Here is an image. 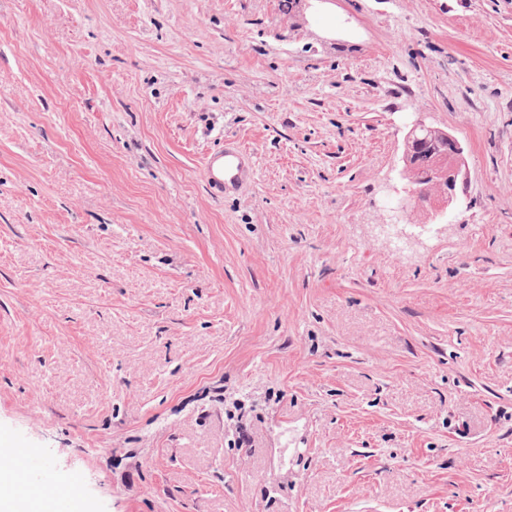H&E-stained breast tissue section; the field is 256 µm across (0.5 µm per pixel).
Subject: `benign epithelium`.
Here are the masks:
<instances>
[{
	"label": "benign epithelium",
	"instance_id": "obj_1",
	"mask_svg": "<svg viewBox=\"0 0 512 512\" xmlns=\"http://www.w3.org/2000/svg\"><path fill=\"white\" fill-rule=\"evenodd\" d=\"M427 129L429 126L417 122L407 134L400 178L408 185L404 189L403 208L414 209L426 202L436 219L447 212L456 198L464 149L459 140L445 130L438 140L419 136V132Z\"/></svg>",
	"mask_w": 512,
	"mask_h": 512
}]
</instances>
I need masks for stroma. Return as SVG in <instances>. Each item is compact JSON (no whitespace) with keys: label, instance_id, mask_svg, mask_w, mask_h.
I'll use <instances>...</instances> for the list:
<instances>
[{"label":"stroma","instance_id":"stroma-1","mask_svg":"<svg viewBox=\"0 0 512 512\" xmlns=\"http://www.w3.org/2000/svg\"><path fill=\"white\" fill-rule=\"evenodd\" d=\"M0 440L81 512H512V0H0ZM432 130L422 122H416L407 134L400 178L410 189L404 187L402 209L413 208L427 202L433 218L442 217L456 198V186L462 175L464 149L457 138L441 129L439 140H430L418 135L420 131ZM428 154L423 160L421 154ZM448 176V188L441 185V177ZM250 173L248 153L234 143L213 150L203 162V177L213 194L224 195V191L241 186ZM437 224H381L384 234L393 242L396 243L399 249L406 238L412 236L407 232V227L419 228L420 235H428L431 233L433 226ZM15 454L23 465L24 489L49 484L61 490L54 498L44 499L41 512L78 511V499L74 494L79 482L76 474L54 470L46 459L33 455L28 448H23L19 444H16Z\"/></svg>","mask_w":512,"mask_h":512}]
</instances>
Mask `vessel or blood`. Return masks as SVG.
<instances>
[{"instance_id": "1", "label": "vessel or blood", "mask_w": 512, "mask_h": 512, "mask_svg": "<svg viewBox=\"0 0 512 512\" xmlns=\"http://www.w3.org/2000/svg\"><path fill=\"white\" fill-rule=\"evenodd\" d=\"M251 173L250 157L237 144H227L209 153L203 162V177L212 193L222 194L247 182ZM21 460L26 486L46 484L56 487L54 497L44 499L42 512H77L76 474L54 470L46 459L33 455L28 449L16 447Z\"/></svg>"}]
</instances>
